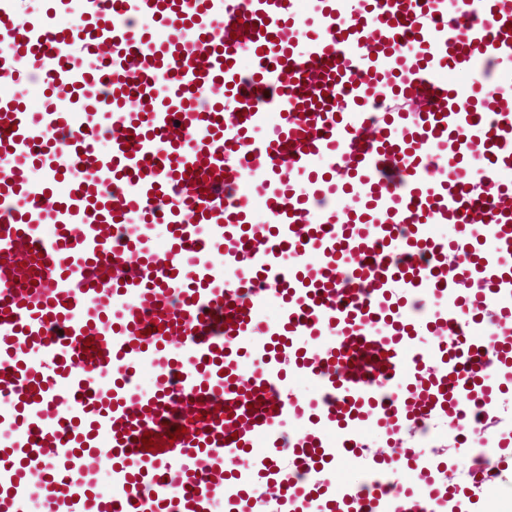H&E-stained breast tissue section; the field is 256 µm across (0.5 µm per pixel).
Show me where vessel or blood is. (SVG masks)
<instances>
[{
    "label": "vessel or blood",
    "instance_id": "obj_1",
    "mask_svg": "<svg viewBox=\"0 0 512 512\" xmlns=\"http://www.w3.org/2000/svg\"><path fill=\"white\" fill-rule=\"evenodd\" d=\"M70 4L22 15L0 0V77L67 104L31 112L0 95V429L13 433L0 512H213L219 498L249 512L259 481L286 512L313 494L329 512H417L393 462L363 488L331 487L318 464L364 451L365 421L398 433L412 407L438 420L512 383V342L491 348L474 317L491 306L493 332L512 328V95H463L442 76L512 61V0L457 16L446 0H310L307 17L298 0ZM255 195L269 223L248 224ZM271 300L277 317L258 318ZM413 309L429 312L431 350ZM147 361L157 377L142 390ZM96 373L115 380L98 390ZM290 373L317 382V419ZM147 432L160 449L139 448ZM431 499L435 512L470 504Z\"/></svg>",
    "mask_w": 512,
    "mask_h": 512
}]
</instances>
